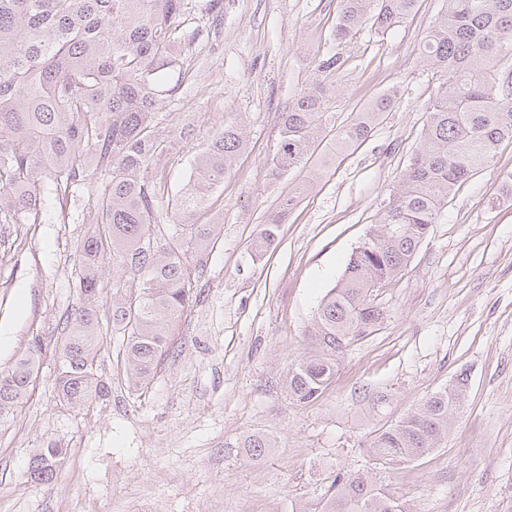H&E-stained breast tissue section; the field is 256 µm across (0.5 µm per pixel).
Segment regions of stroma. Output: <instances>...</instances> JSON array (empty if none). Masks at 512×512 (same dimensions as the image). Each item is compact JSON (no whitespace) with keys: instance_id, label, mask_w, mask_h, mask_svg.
<instances>
[{"instance_id":"stroma-1","label":"stroma","mask_w":512,"mask_h":512,"mask_svg":"<svg viewBox=\"0 0 512 512\" xmlns=\"http://www.w3.org/2000/svg\"><path fill=\"white\" fill-rule=\"evenodd\" d=\"M443 0L387 34L363 29L332 38L338 0H187L183 44L162 93L157 122L170 143L155 167L159 237L176 222L172 203L193 158L225 120L247 116L251 150L211 198L206 224L223 229L202 256L204 278L169 356L144 390L124 380L123 338L103 322L98 373L106 397L75 412L54 388L61 324L80 304L75 279L83 221L106 186L98 180L66 206L47 198L37 224H0V371L43 341L28 400L0 426V512H292L323 497L336 474L372 470L364 435L400 419L427 395L467 373L469 393L447 440L423 458L376 471L414 512H512V140L460 185L397 277L378 292V330L353 342L318 399L299 403L288 370L309 348L305 336L326 291L365 239L419 143L440 78L420 45ZM340 54L333 73L337 121L386 91L395 102L372 136L303 189L306 172L274 178L279 114L307 88L319 60ZM301 191L275 242L251 241L280 199ZM389 397L381 419L365 399ZM272 437L256 463L235 444ZM68 450L55 481L26 478L33 449Z\"/></svg>"}]
</instances>
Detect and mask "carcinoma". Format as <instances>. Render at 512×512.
I'll return each instance as SVG.
<instances>
[{"label":"carcinoma","instance_id":"cac0c4a2","mask_svg":"<svg viewBox=\"0 0 512 512\" xmlns=\"http://www.w3.org/2000/svg\"><path fill=\"white\" fill-rule=\"evenodd\" d=\"M185 4L0 0V224H37L46 196L62 204L76 190L108 180L85 216L94 229L80 243L75 270L82 305L63 322L58 348L55 387L72 409H88L108 392L97 374L106 260L116 273L110 318L112 328L126 336V378L132 388L144 389L192 304L191 280L204 274L205 265H190L189 256L206 250L218 234L219 225L197 224L195 216L248 147L247 125L238 115L195 158L194 177L174 200L181 224L167 238L155 236L150 169L167 151L156 110L160 88L189 39L175 25ZM421 6L422 0H339L333 37L346 43L366 26L384 35ZM420 51L443 82L411 162L316 309L310 351L288 370V395L299 402L319 398L339 355L377 329L383 310L373 293L407 266L456 186L483 170L501 141L512 139V72L503 68L512 57V0H444ZM342 66L337 54L322 59L311 85L280 113L272 174L314 157L305 182L310 187L392 109L395 95L387 91L347 123L329 128L335 88L325 78ZM298 198L292 194L279 202L255 236V249L274 242ZM41 354L34 340L28 353L0 372V425L26 400ZM467 384L461 375L400 419L371 431L367 452L374 464L394 467L440 447L465 403ZM237 447L253 462L276 442L251 434ZM65 454L56 442L35 449L27 478L51 483ZM293 512L411 510L389 486L358 472L336 477L319 502L298 503Z\"/></svg>","mask_w":512,"mask_h":512}]
</instances>
